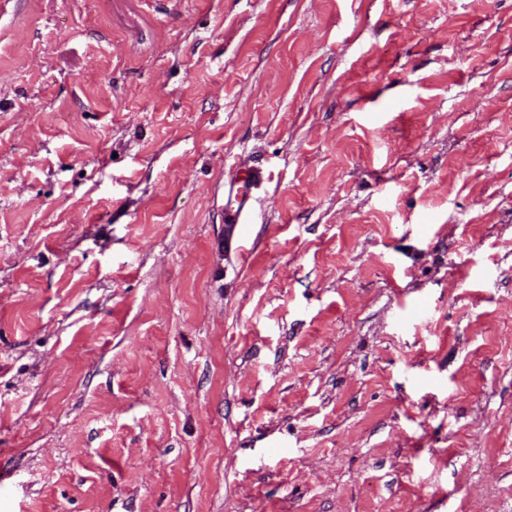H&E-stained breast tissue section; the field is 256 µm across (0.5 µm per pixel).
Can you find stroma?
<instances>
[{"instance_id":"35a3bbf8","label":"stroma","mask_w":512,"mask_h":512,"mask_svg":"<svg viewBox=\"0 0 512 512\" xmlns=\"http://www.w3.org/2000/svg\"><path fill=\"white\" fill-rule=\"evenodd\" d=\"M0 512H512V0H0ZM264 181L260 166L237 168L227 183H224V224H227L229 243L236 232L239 240L244 238V224H251V199Z\"/></svg>"}]
</instances>
